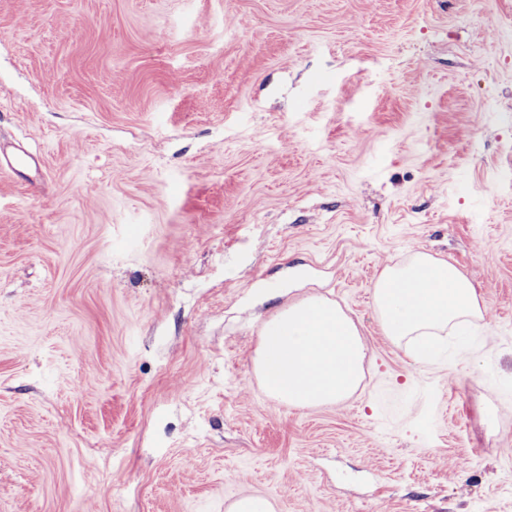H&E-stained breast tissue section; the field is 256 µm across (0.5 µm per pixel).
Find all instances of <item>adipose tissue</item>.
Instances as JSON below:
<instances>
[{
    "instance_id": "obj_1",
    "label": "adipose tissue",
    "mask_w": 512,
    "mask_h": 512,
    "mask_svg": "<svg viewBox=\"0 0 512 512\" xmlns=\"http://www.w3.org/2000/svg\"><path fill=\"white\" fill-rule=\"evenodd\" d=\"M383 335L416 362L436 351V336L484 315L481 294L452 263L417 252L385 266L372 289ZM367 346L355 323L323 296L289 303L261 327L254 369L268 391L294 408L339 404L358 389Z\"/></svg>"
}]
</instances>
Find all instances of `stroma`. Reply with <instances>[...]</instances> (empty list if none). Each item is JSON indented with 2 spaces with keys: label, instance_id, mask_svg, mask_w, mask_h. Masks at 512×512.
<instances>
[{
  "label": "stroma",
  "instance_id": "stroma-1",
  "mask_svg": "<svg viewBox=\"0 0 512 512\" xmlns=\"http://www.w3.org/2000/svg\"><path fill=\"white\" fill-rule=\"evenodd\" d=\"M0 512H512V0H0ZM481 323L415 364L375 275ZM318 294L347 402L252 365ZM383 335L404 345L415 362L436 351L435 337L483 320V300L471 280L452 263L417 252L385 266L372 289ZM367 352L342 308L313 295L289 303L262 325L253 365L274 397L294 408H317L356 392Z\"/></svg>",
  "mask_w": 512,
  "mask_h": 512
}]
</instances>
